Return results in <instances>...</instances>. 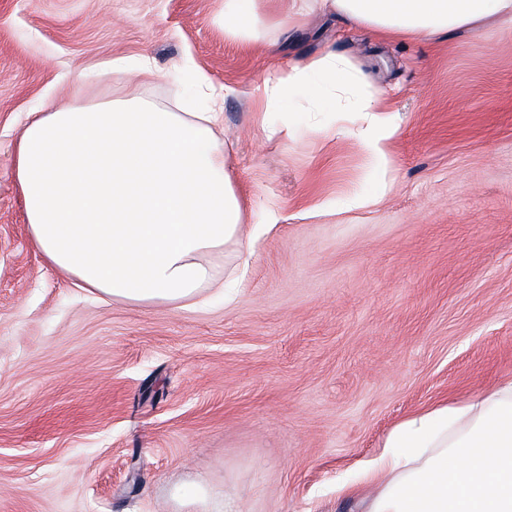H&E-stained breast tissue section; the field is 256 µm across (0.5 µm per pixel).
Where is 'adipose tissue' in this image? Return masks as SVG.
Listing matches in <instances>:
<instances>
[{"instance_id": "1", "label": "adipose tissue", "mask_w": 512, "mask_h": 512, "mask_svg": "<svg viewBox=\"0 0 512 512\" xmlns=\"http://www.w3.org/2000/svg\"><path fill=\"white\" fill-rule=\"evenodd\" d=\"M368 27L379 38L428 42L488 23L512 28V0H224V36L246 48L265 24L290 35L311 11ZM356 84L332 52L262 80L272 103L294 87L320 103ZM195 72L204 109L182 116L150 105L34 112L14 148V177L33 243L49 264L85 287L130 303L182 304L214 279L212 255L235 243L251 258L237 192L212 127L225 95ZM353 136L386 155L396 126L375 90ZM374 489L368 512H512V380L398 423L366 463L354 494Z\"/></svg>"}]
</instances>
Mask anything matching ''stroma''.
<instances>
[{
  "instance_id": "obj_1",
  "label": "stroma",
  "mask_w": 512,
  "mask_h": 512,
  "mask_svg": "<svg viewBox=\"0 0 512 512\" xmlns=\"http://www.w3.org/2000/svg\"><path fill=\"white\" fill-rule=\"evenodd\" d=\"M223 9L0 0V512H366L334 487L398 423L512 378V31L417 44L313 13L245 49ZM329 49L349 97L263 112L255 82ZM142 56L158 77L101 70ZM187 60L233 90L214 135L245 223L279 221L248 268L213 257L231 302L116 301L34 246L14 143L41 104L198 111ZM368 87L398 128L382 164L347 135Z\"/></svg>"
}]
</instances>
